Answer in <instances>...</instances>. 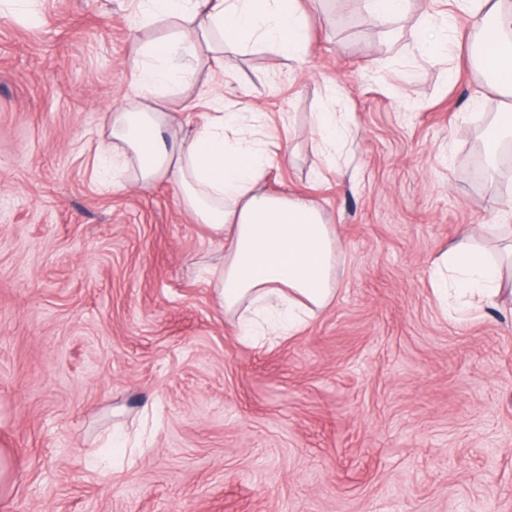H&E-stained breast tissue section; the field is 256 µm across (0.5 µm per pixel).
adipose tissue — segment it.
<instances>
[{
  "mask_svg": "<svg viewBox=\"0 0 512 512\" xmlns=\"http://www.w3.org/2000/svg\"><path fill=\"white\" fill-rule=\"evenodd\" d=\"M453 2L474 20L472 65L509 101L489 116L492 133L484 137L483 149L492 160L502 139L512 136V0ZM139 10L144 21L168 18L177 26L140 47L133 70L141 99L114 108L94 160L99 165L108 155L118 160L112 171L116 186L147 190L164 179L179 187L183 208L221 243L224 261L210 267V283L220 306L239 313L241 335L294 330L335 296L340 247L334 226L315 202L260 190L269 164L261 113H251L245 123L235 112L214 113L191 141L175 149L164 140L168 115L156 102L179 93L208 37L215 41L212 63L220 71L228 67L226 52L256 45L302 58L311 47L308 13L299 0H140ZM313 127L326 154L350 133L343 113L329 101ZM483 233L480 226L462 229L459 241L436 263L437 289L481 303L504 294V263L478 245Z\"/></svg>",
  "mask_w": 512,
  "mask_h": 512,
  "instance_id": "ef3b65f1",
  "label": "adipose tissue"
}]
</instances>
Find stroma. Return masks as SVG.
<instances>
[{
    "label": "stroma",
    "instance_id": "stroma-1",
    "mask_svg": "<svg viewBox=\"0 0 512 512\" xmlns=\"http://www.w3.org/2000/svg\"><path fill=\"white\" fill-rule=\"evenodd\" d=\"M434 8L319 0L306 58L256 47L186 90L264 114L262 188L318 203L341 246L310 325L248 341L177 190H106L91 165L168 21L0 0V512H512V307L457 313L432 282L464 226L504 221L512 176L470 174L503 100L468 15L455 60L424 48ZM330 94L351 134L328 160ZM370 10L383 22H390L404 14L408 0H367Z\"/></svg>",
    "mask_w": 512,
    "mask_h": 512
}]
</instances>
